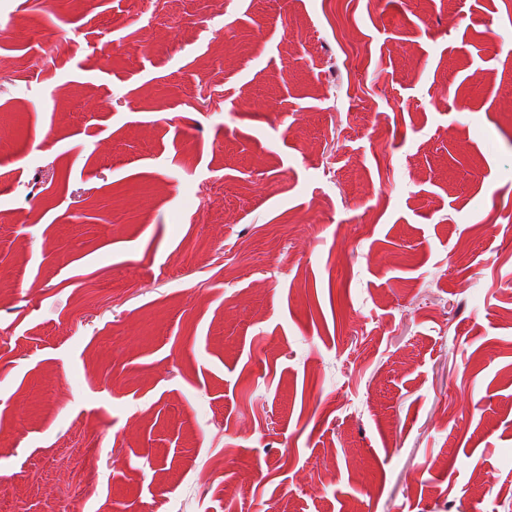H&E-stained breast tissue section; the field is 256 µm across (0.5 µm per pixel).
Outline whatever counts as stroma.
I'll return each mask as SVG.
<instances>
[{"label":"stroma","mask_w":512,"mask_h":512,"mask_svg":"<svg viewBox=\"0 0 512 512\" xmlns=\"http://www.w3.org/2000/svg\"><path fill=\"white\" fill-rule=\"evenodd\" d=\"M130 2L0 0L14 512H512V0Z\"/></svg>","instance_id":"obj_1"}]
</instances>
